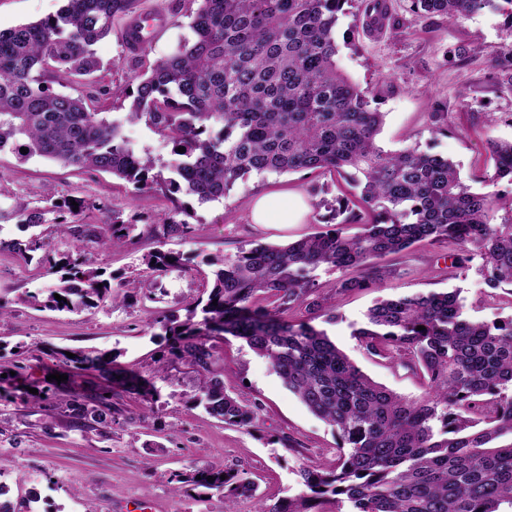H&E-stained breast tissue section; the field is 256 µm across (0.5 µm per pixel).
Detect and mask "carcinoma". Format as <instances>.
Listing matches in <instances>:
<instances>
[{
  "label": "carcinoma",
  "instance_id": "1",
  "mask_svg": "<svg viewBox=\"0 0 512 512\" xmlns=\"http://www.w3.org/2000/svg\"><path fill=\"white\" fill-rule=\"evenodd\" d=\"M512 0H412L448 20L480 14ZM349 0H201L188 27L193 38L158 61L136 87L128 121H144L168 138L169 176L135 152L121 123L88 109L82 97L53 91L49 75L65 81L90 75L100 62L95 46L112 33V21L132 13L135 0H65L53 16L0 30V152L25 147L22 159L39 156L66 166L101 171L135 189L160 188L199 202L218 201L234 184L256 173L325 169L350 176L374 219L357 231L345 220L284 246L257 243L216 260L207 298L185 305V318L163 321L169 359L197 374L196 396L213 417L251 428L260 414L224 388L214 338L242 339L314 415L336 432V467L300 469L302 490L280 505L256 497L246 472L204 466L190 482L206 498L223 495L225 512L255 500L253 512H500L512 506V317L492 323L463 317L457 292H429L381 299L356 329L371 357L418 375L427 387L410 400L377 384L323 330L300 316L331 314L335 298L377 288L398 275L381 259L423 240L452 238L461 248L454 265L471 253L492 304L496 290L512 287V193L476 192L449 159L415 145L386 152L376 144L383 113L338 69L333 37ZM185 148L179 152L178 148ZM494 174L485 180L512 185V141L492 140ZM77 202L78 206L71 205ZM87 207L80 198L49 193L44 205L5 210L0 223L21 216L32 227L55 215L67 249L46 258L49 283L19 301L33 309L83 312L121 301L112 277L73 257L84 242L120 246L140 236L139 225L69 224ZM504 210L509 218L491 223ZM144 231L186 239L190 226L163 213ZM46 243L35 234L25 244L0 239V250L20 255ZM151 271L183 266L182 255L158 250L144 258ZM347 271L332 295L316 288L323 267ZM59 294L62 300L55 299ZM74 354L70 358L67 353ZM57 362L86 372L114 371L115 356L58 348ZM119 383L143 399L154 397L151 379L134 370ZM78 421L102 427L119 409L106 392L55 395ZM213 480H208V477ZM349 510H343L344 506Z\"/></svg>",
  "mask_w": 512,
  "mask_h": 512
}]
</instances>
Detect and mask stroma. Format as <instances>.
<instances>
[{"label": "stroma", "mask_w": 512, "mask_h": 512, "mask_svg": "<svg viewBox=\"0 0 512 512\" xmlns=\"http://www.w3.org/2000/svg\"><path fill=\"white\" fill-rule=\"evenodd\" d=\"M390 18L384 34L371 38L363 29L364 4L352 0L335 29L339 69L364 92L371 107L383 112L379 146L396 152L411 145L452 160L462 180L474 191H485L484 180L494 173L487 142L512 140V86L498 78L499 63L512 49V22L487 10L471 17L449 20L414 12L411 0H389ZM64 0H0V30L34 22L59 12ZM200 0H137L138 12H166L171 24L166 33L139 54L127 55L118 34L97 46L100 68L92 76L54 84L57 92L89 97L91 111L110 119L123 117L129 102L119 89L137 84L154 64L168 56L191 31L189 17ZM108 85L112 93L91 99L92 81ZM301 193L311 206L304 223L285 228L251 223L252 199L273 190ZM76 195L92 202L78 217L82 224H105L110 215L120 220L152 223L169 205L185 211L194 229L192 240H167V249L189 254L188 267L163 275L144 274L126 306L104 305L80 314L37 311L17 301L46 281L45 253L22 260L10 249L0 250V297L14 301V316L0 322V389L11 392L0 400V428L16 434V441L0 438V459L11 470L6 479L13 502L37 492L36 512H224L221 494L208 500L197 497L193 485L171 491V475L192 472L212 464L245 469L268 502L296 495L301 490L299 470L306 465L336 462V435L331 426L308 411L271 371L267 361L239 339L217 344L219 369L228 391L257 401L262 411L249 429L229 426L191 403L195 375L188 365L167 367L157 376L154 403L123 395L119 406L125 420L106 428L74 427L60 408L35 401L32 389L77 388L99 392L111 380L70 370L64 382L52 381L58 366L54 348L109 351L118 367L155 372L165 351L163 329L156 319L183 315L184 306L202 295L213 282V257L233 254L252 242L282 245L325 230L329 203L347 202L345 218L366 222L371 211L349 178L334 172L299 171L250 175L238 181L223 200L198 203L178 195L169 202L158 190L139 191L105 172H87L39 157L21 159L0 152V206L33 207L47 193ZM155 238L102 249L88 244L92 266L119 276L141 268L142 257L156 250ZM456 245L423 242L409 252L389 256L396 278L380 287L338 298L334 321L315 317L350 360L371 379L394 392L415 398L423 393L419 378L387 366L366 354L353 334L377 299L402 294L459 292L469 319L491 321L512 316V295L499 302L480 304L485 288L478 272L480 258L468 267L453 268ZM29 357V367L15 373L16 353Z\"/></svg>", "instance_id": "1"}]
</instances>
